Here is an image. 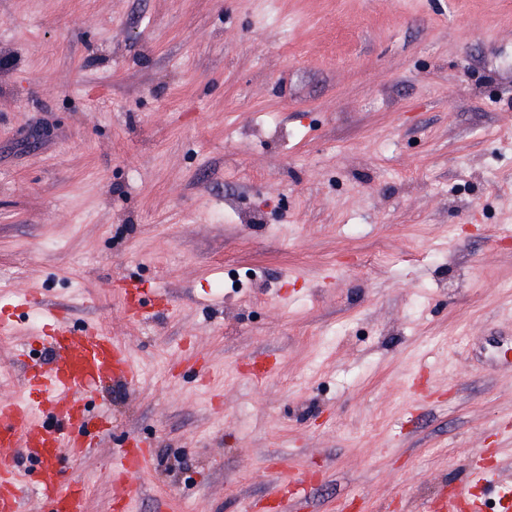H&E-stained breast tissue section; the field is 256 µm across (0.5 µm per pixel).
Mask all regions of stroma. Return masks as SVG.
<instances>
[{"label": "stroma", "mask_w": 512, "mask_h": 512, "mask_svg": "<svg viewBox=\"0 0 512 512\" xmlns=\"http://www.w3.org/2000/svg\"><path fill=\"white\" fill-rule=\"evenodd\" d=\"M33 282L143 367L88 512L131 431L138 512L512 480V0H0V299ZM124 288V300L126 307V314L130 320L133 321H141L143 320V310L141 304V298L144 295L152 294L153 301H156V304L159 306H167L169 304L168 299L165 295L160 292L154 291L151 288H140L139 285H132V288L121 287ZM132 295L134 297L133 305L128 303V296ZM311 479L304 473L288 472V478L281 480L277 486L283 498H291L305 510L309 505V493L312 485Z\"/></svg>", "instance_id": "1"}]
</instances>
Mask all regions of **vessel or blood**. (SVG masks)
Masks as SVG:
<instances>
[{
    "instance_id": "vessel-or-blood-1",
    "label": "vessel or blood",
    "mask_w": 512,
    "mask_h": 512,
    "mask_svg": "<svg viewBox=\"0 0 512 512\" xmlns=\"http://www.w3.org/2000/svg\"><path fill=\"white\" fill-rule=\"evenodd\" d=\"M17 305L38 309L41 320L17 354L19 395L0 401V512H25L31 494L50 504L51 512H87L84 480L67 475L63 465L91 454L110 429L106 411L89 410V400L108 382L138 385L140 366L122 341L99 327L76 326L41 290L22 295ZM149 466L150 455L138 444L113 463L116 512H136L137 481ZM474 482L483 486L484 497L472 496ZM311 485L306 474L292 472L278 487L304 510ZM491 504L497 512H512V483L502 481L499 468L476 459L467 481L428 509L487 512Z\"/></svg>"
}]
</instances>
